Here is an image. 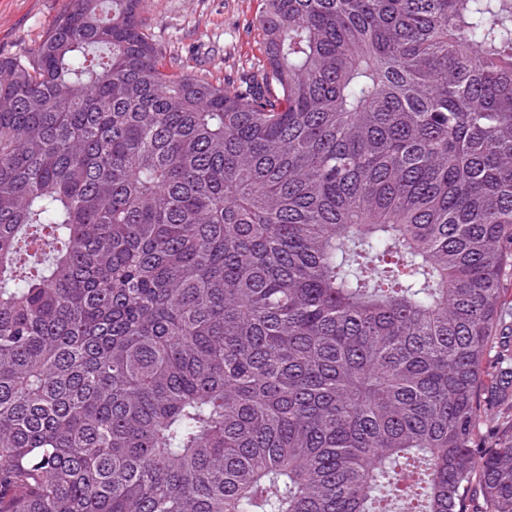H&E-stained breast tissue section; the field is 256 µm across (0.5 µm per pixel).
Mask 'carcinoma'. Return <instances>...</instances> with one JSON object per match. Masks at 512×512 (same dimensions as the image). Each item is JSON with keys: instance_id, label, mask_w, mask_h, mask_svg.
<instances>
[{"instance_id": "carcinoma-1", "label": "carcinoma", "mask_w": 512, "mask_h": 512, "mask_svg": "<svg viewBox=\"0 0 512 512\" xmlns=\"http://www.w3.org/2000/svg\"><path fill=\"white\" fill-rule=\"evenodd\" d=\"M141 0L0 57V512H512V0ZM261 0H143L140 16L182 71L232 85L258 76L255 21ZM497 360V348L492 349L490 353V357L488 358L487 371L488 376L485 381V386L482 391V404L486 405L488 408L487 413H489V408L492 409V417L485 418L486 414H484L483 419H481L479 424V447H484L490 444L493 441L495 435V425L497 419L500 422L503 420V416H509L511 419L512 410V384L510 383V378L508 380L506 378H501L499 373V365ZM509 382V384H507ZM493 406V407H490Z\"/></svg>"}]
</instances>
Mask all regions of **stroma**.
I'll return each mask as SVG.
<instances>
[{
  "instance_id": "stroma-1",
  "label": "stroma",
  "mask_w": 512,
  "mask_h": 512,
  "mask_svg": "<svg viewBox=\"0 0 512 512\" xmlns=\"http://www.w3.org/2000/svg\"><path fill=\"white\" fill-rule=\"evenodd\" d=\"M69 0H0V55L25 56L68 7ZM262 0H143L140 16L153 39L177 58L182 71L232 85L259 75L256 18ZM482 391L491 417L481 419L479 446L490 444L498 419L512 414V384L489 357Z\"/></svg>"
}]
</instances>
